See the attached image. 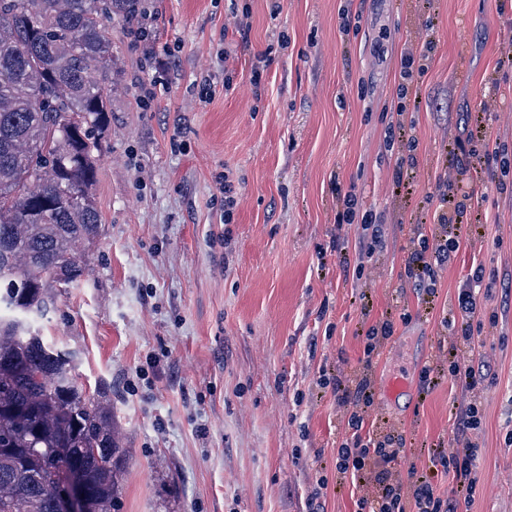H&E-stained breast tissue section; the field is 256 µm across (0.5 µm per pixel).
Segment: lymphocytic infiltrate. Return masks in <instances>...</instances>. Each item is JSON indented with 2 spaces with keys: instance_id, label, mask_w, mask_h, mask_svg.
<instances>
[{
  "instance_id": "1",
  "label": "lymphocytic infiltrate",
  "mask_w": 512,
  "mask_h": 512,
  "mask_svg": "<svg viewBox=\"0 0 512 512\" xmlns=\"http://www.w3.org/2000/svg\"><path fill=\"white\" fill-rule=\"evenodd\" d=\"M342 206L339 224H356L360 230L354 247L359 257H372L384 241V230L372 212H360L354 191L339 193ZM417 244L410 252L405 275L414 290L423 298L435 295V272L449 263L459 248L458 237H440L429 242L424 235H417ZM483 282L482 266H475L458 294V311L444 315L441 326L452 340L448 355L451 359L448 374L464 379L468 387H476L488 375L490 366H463L459 352L477 353L478 347L471 329L477 314V288ZM324 386L330 387L339 404L346 409L350 434L340 444L336 455V470L348 476L359 495L355 501L356 512H459L461 505L470 503L477 485L479 450L468 435L481 424L478 404H471L455 418V440L461 441L458 449H448L436 444L429 454L428 473L399 477L398 467L404 457L405 440L399 434L380 436L365 428V417L374 404V387L369 378L351 379L345 376L325 378ZM450 476L452 492H438L433 482L435 476Z\"/></svg>"
}]
</instances>
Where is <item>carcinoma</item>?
Here are the masks:
<instances>
[{
  "instance_id": "cac0c4a2",
  "label": "carcinoma",
  "mask_w": 512,
  "mask_h": 512,
  "mask_svg": "<svg viewBox=\"0 0 512 512\" xmlns=\"http://www.w3.org/2000/svg\"><path fill=\"white\" fill-rule=\"evenodd\" d=\"M139 14L137 0H0V512H56L63 475L85 488L82 512H112L118 493L112 406L32 319L81 281L78 248L99 234L111 22Z\"/></svg>"
}]
</instances>
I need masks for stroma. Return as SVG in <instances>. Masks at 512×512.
<instances>
[{"mask_svg":"<svg viewBox=\"0 0 512 512\" xmlns=\"http://www.w3.org/2000/svg\"><path fill=\"white\" fill-rule=\"evenodd\" d=\"M146 4L151 45L170 54L149 67L113 19L118 75L91 188L100 233L81 248L80 287L60 289L40 325L79 352V385L110 399L126 450L115 512H355L357 490L336 473L345 410L320 383L339 372L373 379L366 427L405 435L404 477L427 471L430 446L452 441L456 413L480 399L468 512H512V0ZM346 11L359 17L347 33ZM429 38L421 102L390 130L401 58ZM463 132L483 171L428 305L404 275L409 239L434 235L427 200L438 179L460 181L449 149ZM491 139L500 157H486ZM225 172L229 223L213 199ZM340 186L385 226L373 257L337 226ZM476 263L486 287L473 334L491 372L474 391L444 372L422 388L426 364H448L440 321ZM385 321L393 334L365 367V335ZM396 373L410 388L391 402L382 389Z\"/></svg>","mask_w":512,"mask_h":512,"instance_id":"obj_1","label":"stroma"}]
</instances>
